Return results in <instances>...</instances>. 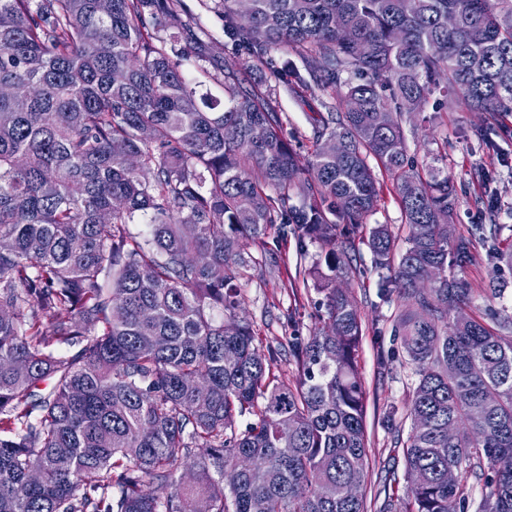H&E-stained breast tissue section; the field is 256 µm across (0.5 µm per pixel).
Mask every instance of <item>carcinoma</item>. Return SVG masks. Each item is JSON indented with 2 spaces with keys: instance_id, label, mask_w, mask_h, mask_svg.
I'll list each match as a JSON object with an SVG mask.
<instances>
[{
  "instance_id": "carcinoma-1",
  "label": "carcinoma",
  "mask_w": 512,
  "mask_h": 512,
  "mask_svg": "<svg viewBox=\"0 0 512 512\" xmlns=\"http://www.w3.org/2000/svg\"><path fill=\"white\" fill-rule=\"evenodd\" d=\"M239 2L217 3L243 50L220 101L182 70L208 49L183 0H0V85L35 88L0 97V512H368L336 497L369 468L364 322L339 283L377 167L408 228L401 253L385 225L364 239L416 376L395 447L423 478L399 512H512V316L470 315L463 276L480 247L512 267V244L498 224L453 233L455 186L403 129L437 92L512 109V0ZM281 83L337 99L307 156ZM276 224L320 247L326 318L288 339L292 385L238 319L236 280Z\"/></svg>"
}]
</instances>
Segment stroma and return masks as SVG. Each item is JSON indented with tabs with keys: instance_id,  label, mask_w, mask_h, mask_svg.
<instances>
[{
	"instance_id": "35a3bbf8",
	"label": "stroma",
	"mask_w": 512,
	"mask_h": 512,
	"mask_svg": "<svg viewBox=\"0 0 512 512\" xmlns=\"http://www.w3.org/2000/svg\"><path fill=\"white\" fill-rule=\"evenodd\" d=\"M191 21L201 25L210 35L211 52L224 58L234 51L224 35V16L215 6L201 0H184ZM322 93L296 96L287 87H279L276 108L283 116L288 134L297 136L301 149H309L312 127L322 110ZM409 152L418 164H425L429 154L444 152L439 166L454 183L458 205L454 216L457 233L466 234L475 224L488 221L512 230V112L490 118L484 112H438L426 105L423 112L403 124ZM485 171L489 181L481 186L472 180L475 170ZM493 196L495 214H488L483 200ZM318 244L308 246L306 257H299L295 238H267L265 247L253 250L256 264L248 277L238 282L243 300L241 317L252 327L262 347L277 350L274 371L283 382H293L295 363L288 353L289 336H310L321 324L325 313L323 296L304 286L305 270L317 260ZM355 263L361 270L348 284V290L361 307L366 324L358 352V364L366 391V424L368 431L369 472L367 493L382 489L388 469L398 455L391 444L392 433L381 423L386 407H395L401 432H409L405 413L410 403L415 378L402 362L384 369L381 361L400 346L392 336L394 306L380 297V274L374 268L367 245H359ZM466 278L473 289L470 309L483 314L486 307L512 315V270L501 267L499 260L480 256L467 270ZM506 280L503 296L492 295L490 285Z\"/></svg>"
}]
</instances>
